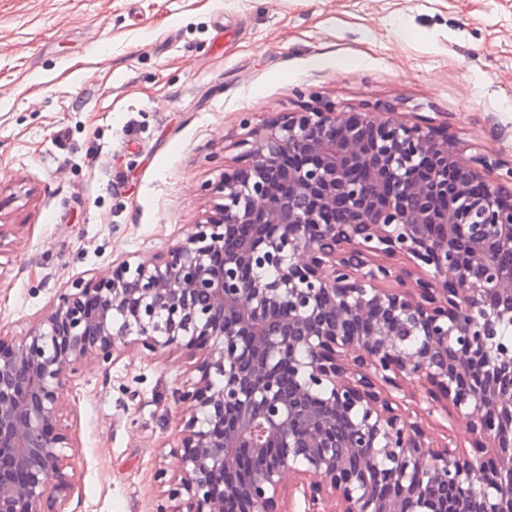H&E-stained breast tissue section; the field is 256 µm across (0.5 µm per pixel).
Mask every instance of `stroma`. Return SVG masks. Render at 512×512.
I'll list each match as a JSON object with an SVG mask.
<instances>
[{"label":"stroma","instance_id":"stroma-1","mask_svg":"<svg viewBox=\"0 0 512 512\" xmlns=\"http://www.w3.org/2000/svg\"><path fill=\"white\" fill-rule=\"evenodd\" d=\"M321 102L447 127L512 170V0H0V330L78 277L183 240L239 143ZM190 352L65 379L69 512H155Z\"/></svg>","mask_w":512,"mask_h":512}]
</instances>
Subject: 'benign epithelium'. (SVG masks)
<instances>
[{
	"mask_svg": "<svg viewBox=\"0 0 512 512\" xmlns=\"http://www.w3.org/2000/svg\"><path fill=\"white\" fill-rule=\"evenodd\" d=\"M241 148L182 242L0 332V512H67L63 381L131 346L199 355L156 512H290L297 492L305 512H512V170L375 104L290 112ZM437 413L492 456L433 440Z\"/></svg>",
	"mask_w": 512,
	"mask_h": 512,
	"instance_id": "7a95c632",
	"label": "benign epithelium"
}]
</instances>
